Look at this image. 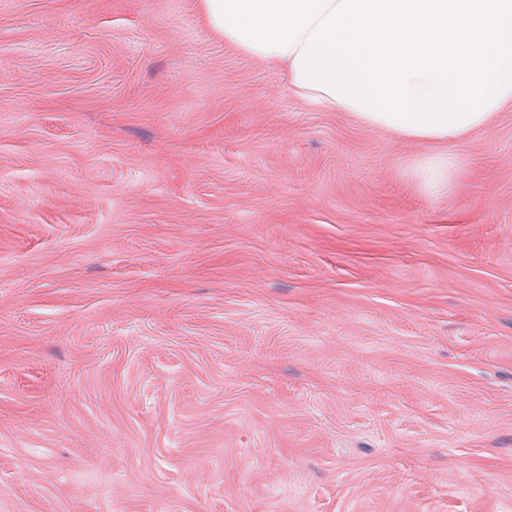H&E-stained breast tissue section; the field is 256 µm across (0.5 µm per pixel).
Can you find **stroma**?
I'll list each match as a JSON object with an SVG mask.
<instances>
[{"label":"stroma","instance_id":"stroma-1","mask_svg":"<svg viewBox=\"0 0 512 512\" xmlns=\"http://www.w3.org/2000/svg\"><path fill=\"white\" fill-rule=\"evenodd\" d=\"M426 152L199 0H0V512H512V111ZM455 166V159L448 152L426 154L414 163L412 175L421 190L434 192L448 188Z\"/></svg>","mask_w":512,"mask_h":512}]
</instances>
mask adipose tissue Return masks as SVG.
I'll list each match as a JSON object with an SVG mask.
<instances>
[{
    "label": "adipose tissue",
    "mask_w": 512,
    "mask_h": 512,
    "mask_svg": "<svg viewBox=\"0 0 512 512\" xmlns=\"http://www.w3.org/2000/svg\"><path fill=\"white\" fill-rule=\"evenodd\" d=\"M209 29L286 70L294 94L362 126L435 146L412 169L447 187L440 145L512 109V0H201Z\"/></svg>",
    "instance_id": "obj_1"
}]
</instances>
